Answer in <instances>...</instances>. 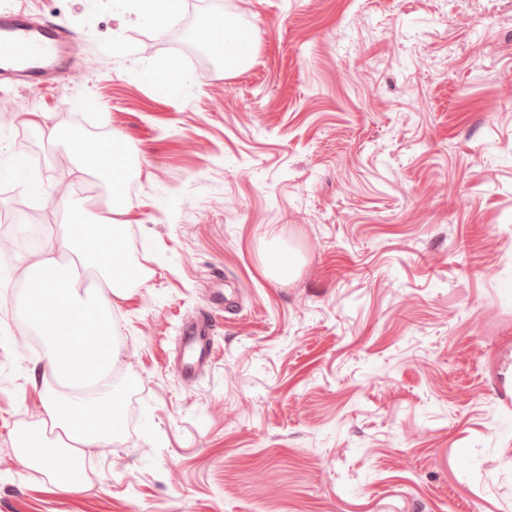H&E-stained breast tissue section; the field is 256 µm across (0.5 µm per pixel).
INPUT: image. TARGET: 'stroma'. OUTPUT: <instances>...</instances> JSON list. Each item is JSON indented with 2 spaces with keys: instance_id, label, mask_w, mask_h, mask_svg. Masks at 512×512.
<instances>
[{
  "instance_id": "1",
  "label": "stroma",
  "mask_w": 512,
  "mask_h": 512,
  "mask_svg": "<svg viewBox=\"0 0 512 512\" xmlns=\"http://www.w3.org/2000/svg\"><path fill=\"white\" fill-rule=\"evenodd\" d=\"M182 2L161 33L129 0H25L78 33L81 78L0 88V512H512L492 377L512 360V0ZM203 16L249 28L242 70L180 48ZM174 58L188 79L166 93L148 65ZM33 112L137 154L123 429L84 449L76 493L13 443L44 397L13 324L22 241L66 222L60 180L88 201ZM17 154L42 194L9 174ZM210 288L239 309L185 381L171 358Z\"/></svg>"
}]
</instances>
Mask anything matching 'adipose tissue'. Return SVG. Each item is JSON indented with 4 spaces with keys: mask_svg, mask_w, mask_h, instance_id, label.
<instances>
[{
    "mask_svg": "<svg viewBox=\"0 0 512 512\" xmlns=\"http://www.w3.org/2000/svg\"><path fill=\"white\" fill-rule=\"evenodd\" d=\"M72 163L99 176L110 191L91 222L85 209H69L67 190H57L52 202L68 208L69 221L25 260L24 282L31 287L26 315L36 332L52 338L41 367L50 390L37 420L15 437L20 461L49 473L65 492L80 490L81 480L75 474L62 476L58 459H74L82 449L109 444L112 420L125 409L111 312L132 288L129 261L116 236L126 227L120 216L126 211L122 186L130 154L111 139L101 151L79 152Z\"/></svg>",
    "mask_w": 512,
    "mask_h": 512,
    "instance_id": "ef3b65f1",
    "label": "adipose tissue"
}]
</instances>
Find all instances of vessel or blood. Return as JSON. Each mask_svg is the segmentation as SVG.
Instances as JSON below:
<instances>
[{
    "instance_id": "obj_1",
    "label": "vessel or blood",
    "mask_w": 512,
    "mask_h": 512,
    "mask_svg": "<svg viewBox=\"0 0 512 512\" xmlns=\"http://www.w3.org/2000/svg\"><path fill=\"white\" fill-rule=\"evenodd\" d=\"M74 34L55 18L32 19L11 7L0 8V85L51 86L77 75L69 58ZM181 377L189 378L212 362V322L200 316L181 333Z\"/></svg>"
}]
</instances>
